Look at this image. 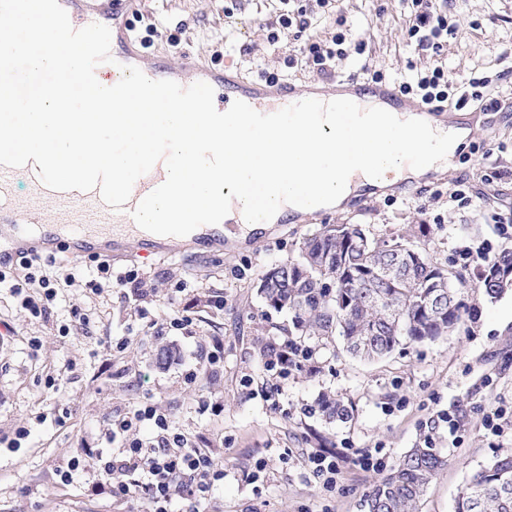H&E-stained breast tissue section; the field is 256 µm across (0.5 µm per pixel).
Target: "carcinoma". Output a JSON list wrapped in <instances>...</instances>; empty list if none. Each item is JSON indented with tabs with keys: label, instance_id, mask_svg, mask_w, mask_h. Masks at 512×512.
I'll return each mask as SVG.
<instances>
[{
	"label": "carcinoma",
	"instance_id": "1",
	"mask_svg": "<svg viewBox=\"0 0 512 512\" xmlns=\"http://www.w3.org/2000/svg\"><path fill=\"white\" fill-rule=\"evenodd\" d=\"M388 242L369 237L360 224H334L305 239L297 260L271 267L260 295L277 312L292 314V326L318 338L342 337L346 351L371 360L400 345L435 341L464 324L463 281L424 252L402 248L406 271L382 279ZM477 288L490 300L512 289V251L487 262ZM320 408L344 420L349 411L330 396ZM447 460L418 445L371 488L367 512H417L416 504ZM455 512H512V455L497 456L473 472L460 491Z\"/></svg>",
	"mask_w": 512,
	"mask_h": 512
}]
</instances>
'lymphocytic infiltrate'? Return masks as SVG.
Segmentation results:
<instances>
[{
  "instance_id": "lymphocytic-infiltrate-1",
  "label": "lymphocytic infiltrate",
  "mask_w": 512,
  "mask_h": 512,
  "mask_svg": "<svg viewBox=\"0 0 512 512\" xmlns=\"http://www.w3.org/2000/svg\"><path fill=\"white\" fill-rule=\"evenodd\" d=\"M453 23L439 0H412V12L405 25L407 45L428 60L416 75L400 82L401 91L426 101L468 106L482 112H502L512 109V103L489 96V77L472 76L462 94H453L448 82V67L444 51ZM353 49H346V42ZM367 44L353 39L351 33L336 32L330 41H308L305 57L320 74H330L336 62L348 52L364 54ZM56 259L52 256H23L17 260H0V285L19 297L23 309L32 315L46 313L60 289L74 286L76 275L68 271L54 274ZM42 290L40 298L27 295L31 286ZM153 429L141 436L144 422ZM106 440L119 444L120 455L97 457L99 480L96 494L115 500L132 498L144 492L151 512H169L173 499H180L182 512H204V504L212 485L224 478L209 450L196 447L175 425L170 416L158 410L151 400L139 402L127 412L114 416Z\"/></svg>"
}]
</instances>
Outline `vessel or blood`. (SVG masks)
I'll list each match as a JSON object with an SVG mask.
<instances>
[{"label":"vessel or blood","instance_id":"obj_1","mask_svg":"<svg viewBox=\"0 0 512 512\" xmlns=\"http://www.w3.org/2000/svg\"><path fill=\"white\" fill-rule=\"evenodd\" d=\"M58 2L76 29L92 24L94 16L111 17L113 60L98 65L95 70L98 81L110 86L121 79L123 67L135 66L151 79L173 80L184 87L198 81L207 82L214 90V105L221 112L237 100L260 113L270 114L307 98L323 102L347 98L359 105L376 103L391 113H415L433 127L445 128L467 122L463 109L437 107L404 94L394 82H375L355 74L301 87L287 79H250L236 68H215L189 54L183 55L180 64L174 67L169 64L166 53L146 51L135 44L126 24V15L135 9L138 0ZM20 176L25 178L28 186L27 194L22 198L14 192L15 181ZM166 177L163 164H155L135 182L128 201L117 210L102 200L99 190L56 191L41 181L37 167L28 164L17 168L0 166V258L66 252L74 256L117 260L131 251L142 254L174 252L181 247L182 238L145 231L132 218L140 201ZM410 186V181L402 180L384 188L367 187L350 196L346 207L362 209L376 196L390 194L397 197ZM323 213V208L313 205L310 198L299 196L288 207L283 219L303 224ZM192 242L202 248L223 249L224 231L211 225L201 226Z\"/></svg>","mask_w":512,"mask_h":512}]
</instances>
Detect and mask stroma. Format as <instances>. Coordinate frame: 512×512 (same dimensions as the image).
<instances>
[{"label": "stroma", "instance_id": "1", "mask_svg": "<svg viewBox=\"0 0 512 512\" xmlns=\"http://www.w3.org/2000/svg\"><path fill=\"white\" fill-rule=\"evenodd\" d=\"M300 4L312 11L304 33L280 26L276 0H142L128 22L146 49H165L172 63L190 53L217 68L234 62L250 78L278 73L301 86L318 77L300 59L305 43L331 37L340 16L367 49L337 61V74L365 67L397 82L410 67L427 63L404 39L411 0H341L336 14L316 8L314 0ZM229 6L235 9L230 16ZM446 6L454 32L444 59L454 82L500 72L504 78L490 93L512 95V0H446ZM272 31L278 34L273 43ZM291 57L296 65H288ZM468 126L471 135L447 178L424 190L379 196L363 210L329 213L312 224H278L266 241L237 252L117 260L116 268L144 278L139 297L76 285L61 290L48 315L36 318L0 288V438L21 426L29 431L20 447L0 446V512H132L133 503L85 496L97 478L95 460L69 483L57 471L76 448L105 447L113 416L147 397L223 467L208 512H365L379 473L355 468L350 450L380 456L391 467L428 434L448 464L418 512H454L470 474L494 456L512 454V440L491 435L483 424L484 414L495 411L512 420V292L491 300L469 285L464 300L474 313L460 330L366 361L348 354L340 338L290 331L288 313L268 307L258 283L271 265L298 258L307 237L333 224H360L372 237L411 242L469 282L476 267L461 259L463 249L487 244L497 254L512 251V233L499 232L500 224L512 223V179L491 176L512 170V112H473ZM459 180L466 181L472 205L450 201L448 189ZM183 282L200 296H223V310L198 307L195 326L155 336L147 320L169 318V300ZM74 305L89 311V325L72 321ZM125 336L128 347L114 351L113 341ZM216 340L224 343L223 369L206 377L201 356ZM288 341L309 347L317 368H291L275 407L265 398L275 381L263 354L269 344ZM171 345L175 360L160 365L161 350ZM193 371L200 377L191 389L185 377ZM51 376L57 388H47ZM326 394L343 399L348 420L318 412ZM200 397L223 401V414L201 412ZM448 413L459 424L453 437ZM311 448L335 455V492L324 493L304 467L302 455Z\"/></svg>", "mask_w": 512, "mask_h": 512}]
</instances>
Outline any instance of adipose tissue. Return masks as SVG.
<instances>
[{
  "label": "adipose tissue",
  "instance_id": "ef3b65f1",
  "mask_svg": "<svg viewBox=\"0 0 512 512\" xmlns=\"http://www.w3.org/2000/svg\"><path fill=\"white\" fill-rule=\"evenodd\" d=\"M469 137L467 129H425L416 117L401 116L388 125L364 114L363 122L335 133L334 148L314 136L284 131L267 144L241 149L224 161V180L238 190L242 209L254 203L252 188L276 178L281 190L296 187L317 196L325 207L334 208L363 187L404 178H418L422 169L407 166L399 150L410 143L430 167L446 169L454 154ZM274 149L287 163L278 172L268 168L264 151Z\"/></svg>",
  "mask_w": 512,
  "mask_h": 512
}]
</instances>
